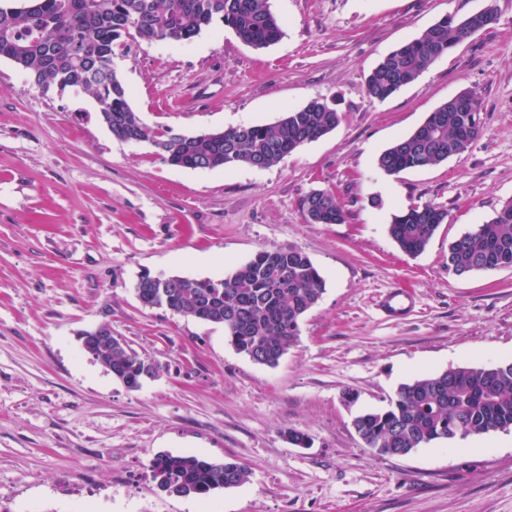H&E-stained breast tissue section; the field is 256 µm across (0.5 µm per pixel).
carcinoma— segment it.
Listing matches in <instances>:
<instances>
[{
	"instance_id": "carcinoma-1",
	"label": "carcinoma",
	"mask_w": 512,
	"mask_h": 512,
	"mask_svg": "<svg viewBox=\"0 0 512 512\" xmlns=\"http://www.w3.org/2000/svg\"><path fill=\"white\" fill-rule=\"evenodd\" d=\"M0 5V59L13 62L32 85L47 93L77 90L99 104V119L120 142H152L172 166L228 169L240 164L269 168L334 130V103L312 99L274 124L223 131L179 133L151 128L133 111L115 59L124 38L139 42L189 41L217 22L245 44L267 48L283 35L267 0H18ZM494 8L464 18L446 15L423 34L386 55L366 79V95L383 101L415 81L444 54L486 28ZM483 128L480 100L461 92L429 113L412 133L385 149L378 167L389 175L463 154ZM311 224H342L346 212L330 190L315 189L300 201ZM448 211L433 204L393 215L388 233L408 256L425 251ZM512 268V199L492 218L448 246V270L467 276ZM165 286L138 277L136 297L149 308L168 310L224 326L235 349L256 364L274 367L300 340V324L325 292L326 281L310 257L290 248L258 251L222 279L168 277ZM84 351L112 378L134 390L156 371L127 343H89ZM365 445L379 454H410L438 440L512 429V363L458 366L422 374L399 387L388 408L352 421ZM156 489L169 496L206 497L235 488L249 467L234 459L157 453L148 465Z\"/></svg>"
}]
</instances>
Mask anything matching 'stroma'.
I'll return each mask as SVG.
<instances>
[{"label":"stroma","mask_w":512,"mask_h":512,"mask_svg":"<svg viewBox=\"0 0 512 512\" xmlns=\"http://www.w3.org/2000/svg\"><path fill=\"white\" fill-rule=\"evenodd\" d=\"M494 2L496 19L386 100L365 80L442 16ZM284 35L256 50L218 25L140 43L118 62L145 124L182 133L273 124L320 97L335 130L267 169L169 165L113 139L84 92L43 93L0 60V500L9 512H512V430L381 456L355 416L425 371L512 361V269L448 271V246L512 199V0H268ZM483 130L462 155L388 175L379 154L462 91ZM336 193L341 224L301 199ZM431 202L450 213L424 253L387 226ZM305 252L326 280L300 342L267 367L223 326L143 306L138 276L221 279L262 249ZM415 291L407 319L377 304ZM109 325L158 377L130 390L86 354ZM356 393L346 402L345 392ZM310 445L288 441L289 431ZM248 464L206 498L158 492L153 455ZM300 207L311 224H341L346 212L330 190L315 189L300 201Z\"/></svg>","instance_id":"1"}]
</instances>
